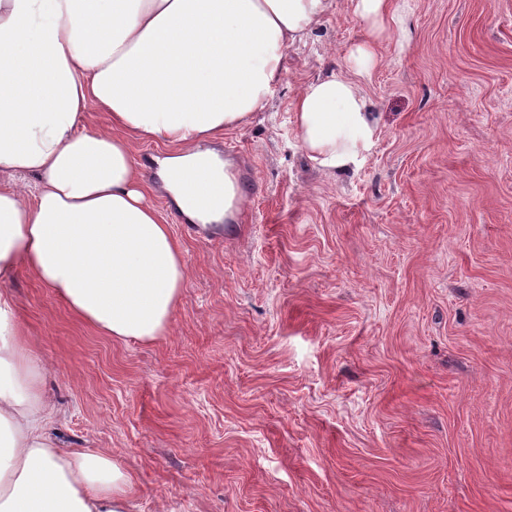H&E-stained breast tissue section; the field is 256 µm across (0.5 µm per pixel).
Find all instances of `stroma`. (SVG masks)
I'll use <instances>...</instances> for the list:
<instances>
[{
  "mask_svg": "<svg viewBox=\"0 0 512 512\" xmlns=\"http://www.w3.org/2000/svg\"><path fill=\"white\" fill-rule=\"evenodd\" d=\"M335 3L211 143L251 163L252 222L172 219L167 336L110 340L9 284L57 441L114 457L132 512H512V0H411L407 42L359 78L378 135L343 172L292 110L363 36Z\"/></svg>",
  "mask_w": 512,
  "mask_h": 512,
  "instance_id": "obj_1",
  "label": "stroma"
}]
</instances>
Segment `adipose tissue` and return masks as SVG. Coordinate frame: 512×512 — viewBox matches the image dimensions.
Here are the masks:
<instances>
[{"instance_id": "1", "label": "adipose tissue", "mask_w": 512, "mask_h": 512, "mask_svg": "<svg viewBox=\"0 0 512 512\" xmlns=\"http://www.w3.org/2000/svg\"><path fill=\"white\" fill-rule=\"evenodd\" d=\"M406 0H350L364 37L347 71L303 86L297 139L320 167H355L377 122L355 81L404 35ZM334 0H0V512H129L133 482L90 448H58L46 359L7 284L25 271L114 340L169 333L187 278L147 201L131 139L176 147L155 175L179 213L223 223L243 202L208 144L263 111L288 46ZM109 113L110 129L88 112Z\"/></svg>"}]
</instances>
